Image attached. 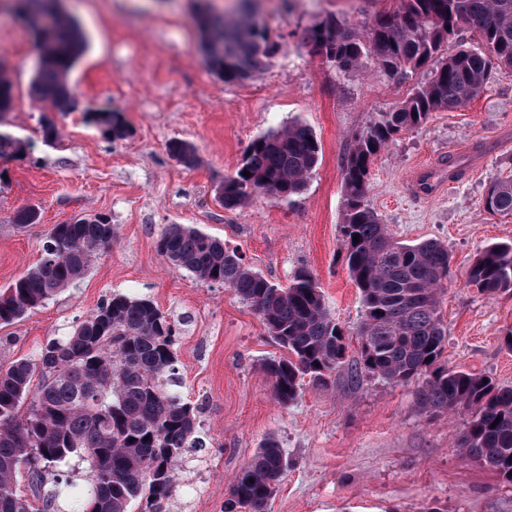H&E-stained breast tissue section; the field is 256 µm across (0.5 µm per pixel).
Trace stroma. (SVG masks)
Segmentation results:
<instances>
[{"mask_svg": "<svg viewBox=\"0 0 512 512\" xmlns=\"http://www.w3.org/2000/svg\"><path fill=\"white\" fill-rule=\"evenodd\" d=\"M226 18L253 6L277 45L249 78L224 82L200 49L198 0H64L88 50L70 75L78 108L48 113L31 89L37 51L26 23L0 11V53L14 82V107L0 128L23 140V155L0 158V289L40 255L52 225L94 214L116 229L110 251L86 275L10 325H0V368L35 358L49 338L69 335L112 294L153 301L181 323L177 369L183 395L200 409L205 447L176 464L169 512H224L229 480L268 436L288 461L270 512H512V486L456 443L469 415L430 417L413 386L370 374L350 383L359 358L361 297L342 261V169L356 137L376 115L396 108L427 82L422 69L389 75L372 62L338 71L312 52L309 29L332 18L360 32L395 0H212ZM121 112L128 134L106 139L84 109ZM52 116L58 137L46 142ZM299 121L320 143L304 190L287 200L256 197L228 210L214 199L258 135ZM188 142L199 160L188 168L169 146ZM457 171L454 181L440 170ZM436 173L431 192L413 190L417 171ZM512 176V70L494 71L461 106L432 113L399 135L371 169L369 206L400 240L438 239L453 257L441 297L449 366L512 386V291L488 298L466 284L473 256L512 241V215L484 208L488 185ZM38 207V223L16 226L15 213ZM190 224L240 250L272 283L310 270L326 305L348 334L346 367L329 385L303 380L283 405L263 369L284 350L230 289L198 282L161 257L166 225ZM67 481L60 512H75L90 484L77 457L54 471Z\"/></svg>", "mask_w": 512, "mask_h": 512, "instance_id": "stroma-1", "label": "stroma"}]
</instances>
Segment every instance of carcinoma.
I'll use <instances>...</instances> for the list:
<instances>
[{
  "mask_svg": "<svg viewBox=\"0 0 512 512\" xmlns=\"http://www.w3.org/2000/svg\"><path fill=\"white\" fill-rule=\"evenodd\" d=\"M13 2L29 18L40 50L35 95L52 112L71 111L69 74L86 49L79 23L58 7L59 0ZM197 21L207 64L226 82L248 77L275 53L265 28L250 16L228 19L205 10ZM461 30L477 33L478 47L443 54L448 37ZM308 40L315 55L340 71L366 59L392 74L432 67L428 82L357 136L343 166L342 258L364 308L360 361L351 382H359L363 372L396 384L415 382L416 401L426 415L468 411L458 447L511 485L512 387L442 359L447 326L438 295L451 275L448 248L432 239L397 240L367 197L371 166L389 143L432 113L477 97L493 68L512 69V0H397L396 10L369 22L364 37L326 20L309 30ZM13 101V83L0 71V119L12 111ZM85 121L108 139L128 134L122 115L112 110L89 111ZM23 150L20 139L0 130V157ZM169 152L188 167L197 163L196 149L187 142L172 143ZM319 153L313 131L299 121L263 134L248 144L217 199L233 209L256 196L298 195ZM486 210L512 214L511 177L491 183ZM115 238L104 214L53 225L39 262L0 292V325L24 318L80 280ZM156 249L199 282L231 289L289 353L264 364L279 403L296 400L304 376L327 385L344 364L347 335L309 270L296 271L288 285L279 286L224 241L186 224L164 227ZM466 284L488 297L511 291L512 241L482 248ZM179 333V324L152 302L114 294L72 334L48 340L37 360L0 369V512H33L37 503L51 512L60 481L49 487L46 475L74 456L89 462L92 472L79 512H132L135 500L140 512H168L176 462L188 449L205 446L196 407L180 392L174 349ZM286 467L279 442L267 437L230 481L224 512H270Z\"/></svg>",
  "mask_w": 512,
  "mask_h": 512,
  "instance_id": "obj_1",
  "label": "carcinoma"
}]
</instances>
